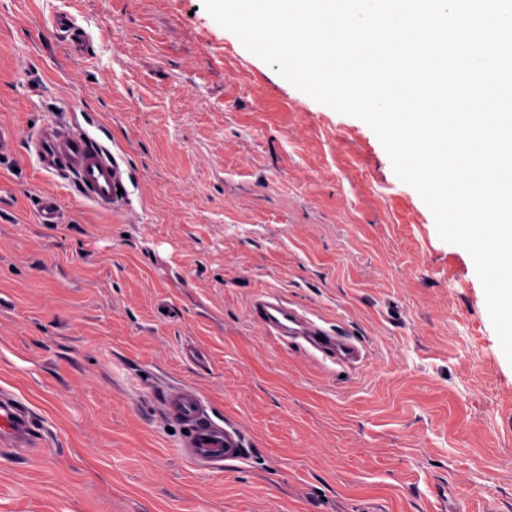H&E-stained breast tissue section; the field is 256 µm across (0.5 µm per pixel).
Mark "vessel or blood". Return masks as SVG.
I'll list each match as a JSON object with an SVG mask.
<instances>
[{
  "label": "vessel or blood",
  "instance_id": "vessel-or-blood-1",
  "mask_svg": "<svg viewBox=\"0 0 512 512\" xmlns=\"http://www.w3.org/2000/svg\"><path fill=\"white\" fill-rule=\"evenodd\" d=\"M23 138L44 175L73 177L83 197L99 209H111L126 172L105 144L56 117L47 119ZM253 310L266 329L280 336L298 333L322 357L346 361L359 354L358 347L348 339L328 334L271 296L257 295ZM164 413L188 427L182 454L198 467L217 470L226 460L240 458L238 434L210 419L195 388L183 386L169 392ZM37 434L30 411L14 398L1 396L0 446L26 448L36 441Z\"/></svg>",
  "mask_w": 512,
  "mask_h": 512
}]
</instances>
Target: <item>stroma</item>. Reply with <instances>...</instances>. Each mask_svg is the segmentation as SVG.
<instances>
[{
    "label": "stroma",
    "instance_id": "35a3bbf8",
    "mask_svg": "<svg viewBox=\"0 0 512 512\" xmlns=\"http://www.w3.org/2000/svg\"><path fill=\"white\" fill-rule=\"evenodd\" d=\"M49 112L128 176L105 212L26 142L0 157V392L44 437L0 448V512H512V362L474 261L365 122L203 0H0V125ZM45 194L61 223H39ZM262 292L361 361L269 335ZM180 385L243 460L181 455L161 409Z\"/></svg>",
    "mask_w": 512,
    "mask_h": 512
}]
</instances>
